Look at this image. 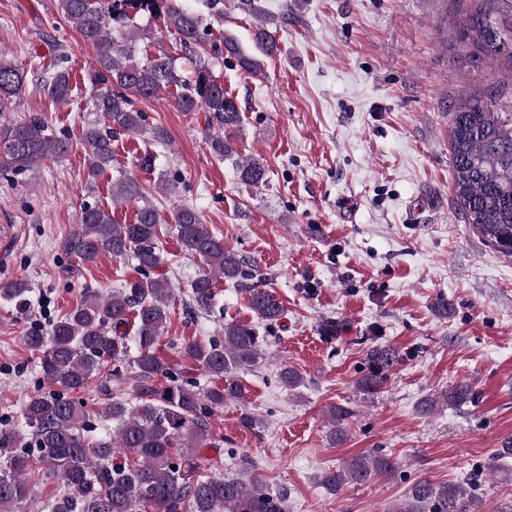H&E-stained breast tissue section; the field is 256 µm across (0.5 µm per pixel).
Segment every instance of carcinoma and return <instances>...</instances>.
Instances as JSON below:
<instances>
[{"instance_id":"obj_1","label":"carcinoma","mask_w":512,"mask_h":512,"mask_svg":"<svg viewBox=\"0 0 512 512\" xmlns=\"http://www.w3.org/2000/svg\"><path fill=\"white\" fill-rule=\"evenodd\" d=\"M486 7L468 15L460 25L459 48L478 63L503 55L512 60V23ZM63 18L75 27L94 53L89 71L93 111L98 119L86 122L79 140L86 151L87 175L93 180L112 163V140L141 135L165 147L167 131L144 124L143 112L133 98L156 99L171 87L179 89L174 104L181 112H203L207 141L218 159L238 155L242 125L234 98L224 83L202 61L208 18L177 4V0H58ZM139 15L164 18L167 32L153 35L156 52L143 59L134 49L140 29ZM171 34L181 57L194 63L184 75L165 41ZM256 53L249 54L240 41L224 35L223 47L214 55L233 58L253 76L262 75V58L279 50L274 31L265 22L252 30ZM67 55L60 52L46 73L40 90L55 102H65L73 92ZM28 91L27 70L0 50V172H21L48 158H61L72 149L71 136L56 132L44 118L32 115L13 120L5 113ZM452 191L462 215L497 252L512 257V102L504 104L492 95L477 94L457 103L449 134ZM159 154L151 149L135 157L134 167L153 171ZM238 179L252 187L268 179L265 165L254 157L235 162ZM115 204L134 203L138 209L130 224H117L109 211L83 205L77 228L64 248L85 264L106 256L130 258L142 275L102 293L86 289L81 302L46 329L34 328L23 340L38 354L43 381L50 389L28 397L22 424L0 426V512H28L34 501L35 475L54 479L58 489L42 501L40 512H285L288 489L268 490L258 480L222 473L203 475L206 448L218 447L210 431V419L226 402L245 400L246 388L238 373L262 354L268 337L239 322H226L222 334L205 342L186 340L178 353L197 369L216 379L209 388L175 374L154 345L170 320L172 283L164 268L159 229L173 224L182 252L194 258L202 274L190 283L188 312L199 316L215 313L221 280L242 283L254 316L272 327L286 315L283 303L271 288L260 287L255 261L224 248L190 205L165 217L147 201L140 182L121 175L112 185ZM32 288L27 279L0 280V303L25 314ZM133 330L140 351L128 357V330ZM402 360L388 344H375L366 353L367 374L358 382L360 392L374 394ZM111 370L102 372L104 366ZM100 377V395L108 403L98 413L103 434L89 435L86 403L69 396L88 388ZM164 378L166 383H158ZM131 382L132 399L112 397V383ZM450 405L473 398L470 385L460 383L442 394ZM336 427L351 411L332 406ZM396 462L388 457L355 456L338 470L329 469L320 483L336 492L348 484H361L376 474L390 476ZM479 498L468 482L437 485L426 479L414 482L398 512H478Z\"/></svg>"}]
</instances>
